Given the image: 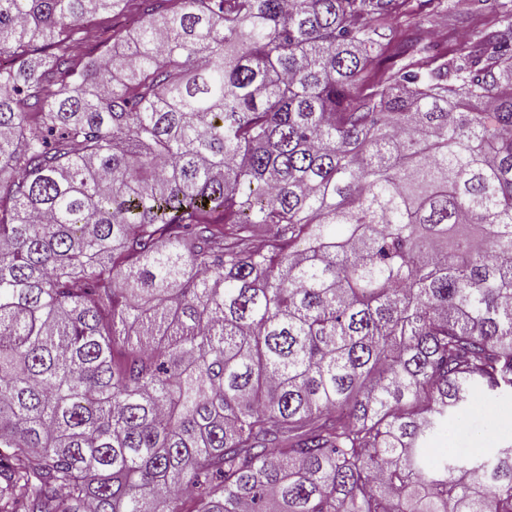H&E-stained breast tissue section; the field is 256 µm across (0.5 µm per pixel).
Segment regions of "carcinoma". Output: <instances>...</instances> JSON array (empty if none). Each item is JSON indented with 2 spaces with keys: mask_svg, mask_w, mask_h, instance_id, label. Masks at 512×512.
I'll list each match as a JSON object with an SVG mask.
<instances>
[{
  "mask_svg": "<svg viewBox=\"0 0 512 512\" xmlns=\"http://www.w3.org/2000/svg\"><path fill=\"white\" fill-rule=\"evenodd\" d=\"M418 2L0 0V512H512L431 447L512 391V0ZM449 0L451 9L443 13H432L429 9L421 10L417 15L411 17H402L398 19L397 35L406 29H416L429 36V41L433 46V54H442L447 51L460 46L457 39L459 32L465 31L468 33V42L474 41L479 35L480 30L484 25H489L495 20V13L489 4L495 3L493 0H488L482 8V14L475 20V23L470 27H463L461 25V17L465 14H474V4H478L474 0ZM435 34H446L447 40L442 44H438L434 38ZM433 41L438 45L435 46ZM466 43V44H467Z\"/></svg>",
  "mask_w": 512,
  "mask_h": 512,
  "instance_id": "carcinoma-1",
  "label": "carcinoma"
}]
</instances>
